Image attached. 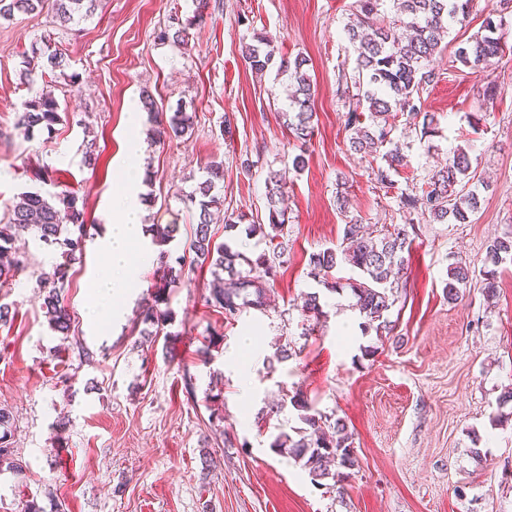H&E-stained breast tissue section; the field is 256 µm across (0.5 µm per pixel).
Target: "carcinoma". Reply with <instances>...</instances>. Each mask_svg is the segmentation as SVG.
<instances>
[{
    "mask_svg": "<svg viewBox=\"0 0 512 512\" xmlns=\"http://www.w3.org/2000/svg\"><path fill=\"white\" fill-rule=\"evenodd\" d=\"M100 0H0V18L9 19L14 12L40 13L49 8L59 22L66 24L75 18L85 19L93 15ZM474 0H356V13L346 25V35L357 52L356 66L349 76L352 104L346 112L345 127L352 130L350 149L356 153L382 154L387 167L374 171L377 184L383 189L394 188L390 171L402 166L404 157L396 131L404 115L418 119L420 136L432 137L438 133L439 119L433 112L423 111L422 95L426 87L436 81L438 73L434 66L442 39L449 33L450 24L465 25ZM392 13V19L384 24L378 16ZM512 21L490 13L484 19L481 31L471 36L466 45L455 52V60L461 65L479 70L490 65L494 59L503 58L512 52L506 40L505 29ZM189 25L174 18L172 25L160 31L159 38L172 42L180 49L188 50ZM241 54L250 69L264 75L274 65V47L264 35L253 37V42L241 47ZM307 59L296 55L294 59H280L278 70L288 74L290 93L288 111L283 113L284 123L295 140L304 145L314 130L315 91L304 66ZM69 66L68 58L51 39L42 40V45L32 48V55L23 60L20 77L33 81L36 71L64 70ZM196 113L186 108L177 109L169 117L163 134L170 139H180L193 129ZM61 120L55 89L46 85L41 92L21 104L17 128L28 138L36 129H53ZM305 166V156L300 153L292 159V169L271 170L265 179V197L268 209V225L250 224V235L260 234L274 240L285 224V210L280 204L288 187L290 171H300ZM472 163L466 151L458 148L448 158V164L428 174L415 194L401 193L399 205L406 212H416L439 224H470L480 209V180L471 172ZM224 181L223 162L213 161L207 167V177L195 190L186 194L183 201L196 209V229L188 247V256H180L177 265L169 262L167 251L158 256V266L153 270L154 303L142 310L138 322L144 325L139 334L145 340L156 343L164 339L169 344L176 335L167 330L173 313L166 294L170 283L179 279L184 265L191 268L208 267L213 275L209 294L205 298L208 306L225 316L253 308L263 310L267 300V289L277 276L276 267L269 264L263 275L253 277L236 269L241 255L227 243L213 240L210 226L214 212L223 205L215 193ZM79 198L73 192L62 191L51 198L38 192H25L11 208L7 223L0 225V258L18 253L16 243L30 231L36 232L40 241L62 248L64 261L52 271L39 276V288L43 294V308L52 330L65 336L71 332V318L63 303L62 291L68 282L69 270L79 255L83 254L87 237L84 209L78 205ZM270 232H265V228ZM406 224H382L369 229L356 219L345 222L339 248H328L314 254L309 261L310 276L328 291L343 289L332 272L345 262L358 269L361 278L348 282L356 299L362 329L371 330L379 337L392 330L387 313L395 303V281L405 266V253L412 243ZM512 262V236L497 237L487 248V262L481 276L487 294L497 288L498 268ZM228 277H222V273ZM474 271L465 263L458 262L450 269L444 285L446 296L455 301L461 289L473 279ZM302 311L307 320L319 321L322 306L319 295L309 293L304 299ZM292 406L300 412L303 427L292 436L281 432L272 443L280 454H286L299 463L308 473L311 484L324 486L323 480L331 478L341 481L356 464L351 436L341 419L331 420L317 410L300 391L290 397ZM12 414L0 408V469L12 472L22 470V465L12 448Z\"/></svg>",
    "mask_w": 512,
    "mask_h": 512,
    "instance_id": "1",
    "label": "carcinoma"
}]
</instances>
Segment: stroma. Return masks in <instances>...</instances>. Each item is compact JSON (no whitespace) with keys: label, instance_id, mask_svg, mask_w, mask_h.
I'll return each instance as SVG.
<instances>
[{"label":"stroma","instance_id":"1","mask_svg":"<svg viewBox=\"0 0 512 512\" xmlns=\"http://www.w3.org/2000/svg\"><path fill=\"white\" fill-rule=\"evenodd\" d=\"M355 5L101 0L92 17L66 28L45 12L0 20V220L22 192L68 190L83 201L89 230L64 292L69 336L49 328L37 286L60 250L25 234L24 271L0 279V303L13 313L0 326V407L14 418L11 441L26 463L22 473L0 472V512H23L33 499L64 512H512V419H494L499 396L512 388V264L502 265L492 297L479 274L491 241L512 235V59L485 75L448 66L490 10L512 17V0H474L468 24L450 29L435 61L439 78L423 94L439 133L427 142L414 129L397 131L404 166L386 194L372 172L381 159L351 151L345 128L340 76L352 72L357 52L344 26ZM198 10L190 54L159 40L171 17ZM257 32L272 38L280 56L309 61L317 116L306 146L283 124V77L255 76L241 57ZM47 36L68 67L23 83V52ZM491 80L500 93L488 101L481 92ZM50 83L61 120L52 134L23 138L14 129L21 104ZM145 91L164 115L181 104L197 114L192 131L174 141L159 136L153 114L141 115L135 163L146 176L148 235L176 225L164 249L173 259L183 255L196 219L181 197L204 180L208 162L220 161L224 205L212 225L215 240L244 254L242 272L261 275L262 256L279 266L270 306L231 319L203 302L209 272L171 283L172 360L162 344H137L133 321L152 298L150 276L129 290L121 322L92 331L83 318L94 279L107 269L94 243L127 163L131 109ZM477 111L483 118L470 126ZM91 140L99 155L93 167L85 161ZM460 147L488 183L473 223L408 217L399 192L421 186ZM299 153L306 165L290 176L279 256L244 227L265 221L268 171L290 168ZM38 168L47 169V182L30 179ZM341 183L344 213L336 206ZM229 214L242 216L243 226L225 227ZM349 216L415 225L384 338L362 333L350 290H323L309 274L310 255L336 247ZM461 261L478 274L451 302L444 285ZM310 292L319 293L323 313L308 334L301 306ZM213 331L219 346L203 349L202 337ZM283 343L292 358L272 362ZM298 389L352 437L358 464L342 482L314 487L298 463L271 447L299 424L287 399Z\"/></svg>","mask_w":512,"mask_h":512}]
</instances>
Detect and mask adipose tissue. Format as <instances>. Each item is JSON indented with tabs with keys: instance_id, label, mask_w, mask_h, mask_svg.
Masks as SVG:
<instances>
[{
	"instance_id": "ef3b65f1",
	"label": "adipose tissue",
	"mask_w": 512,
	"mask_h": 512,
	"mask_svg": "<svg viewBox=\"0 0 512 512\" xmlns=\"http://www.w3.org/2000/svg\"><path fill=\"white\" fill-rule=\"evenodd\" d=\"M141 180L140 174L127 173L112 191V222L97 243L109 258V269L93 283L94 297L85 313L89 326L109 324L123 317L127 293L148 259L142 245L145 229L141 223Z\"/></svg>"
}]
</instances>
